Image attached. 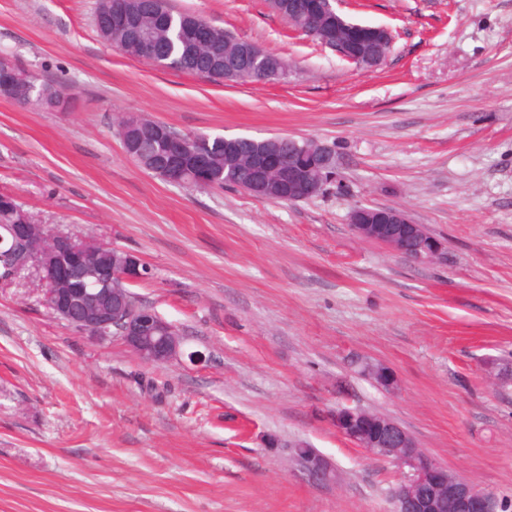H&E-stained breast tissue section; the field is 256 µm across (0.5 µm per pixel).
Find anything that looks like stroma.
I'll return each mask as SVG.
<instances>
[{
  "label": "stroma",
  "mask_w": 512,
  "mask_h": 512,
  "mask_svg": "<svg viewBox=\"0 0 512 512\" xmlns=\"http://www.w3.org/2000/svg\"><path fill=\"white\" fill-rule=\"evenodd\" d=\"M288 64L277 82H210L120 54L96 0H0V58L68 98H0V193L53 231L134 252L131 287L183 337L148 365L0 286V512H389L394 464L340 433L346 401L392 417L448 469L512 502V0H339L383 26L364 70L268 0H170ZM134 114L182 134L335 147L332 184L296 203L168 184L117 135ZM406 211L444 243L420 264L359 239L352 205ZM203 353L201 363L190 361ZM390 368L385 389L357 357ZM302 441L336 467L314 483Z\"/></svg>",
  "instance_id": "stroma-1"
}]
</instances>
